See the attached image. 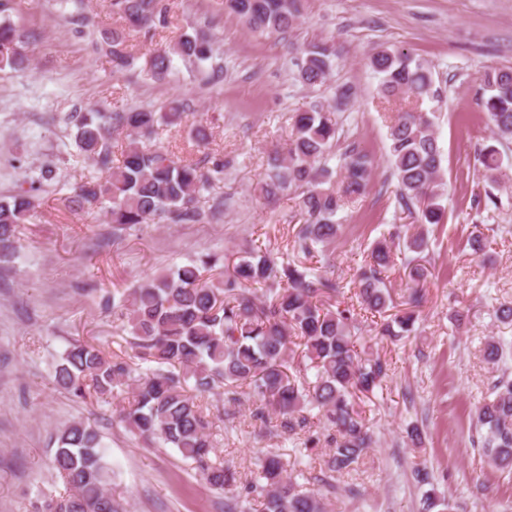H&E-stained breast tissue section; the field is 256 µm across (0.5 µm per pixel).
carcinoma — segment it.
I'll return each instance as SVG.
<instances>
[{
    "label": "carcinoma",
    "mask_w": 512,
    "mask_h": 512,
    "mask_svg": "<svg viewBox=\"0 0 512 512\" xmlns=\"http://www.w3.org/2000/svg\"><path fill=\"white\" fill-rule=\"evenodd\" d=\"M223 8L260 34L282 33L300 18L299 0H221ZM112 12L127 28L105 32L112 69L131 64L126 29H157L167 24L163 0H112ZM209 40L183 34L174 43L154 49L148 72L165 79L180 59L200 65L212 57ZM337 51L313 44L297 60L298 74L310 87L325 84ZM23 40L17 27L0 22V71L24 63ZM369 63L380 76L378 91L385 99L413 95L416 101L436 98L433 74L426 63L409 52L382 49ZM488 91L482 108L493 126V139L512 143V67L487 72ZM188 113L177 101L155 110L77 112L75 143L104 175L75 188L77 202L90 209L110 203L113 232L144 224H188L201 221L198 198L205 186L224 178L225 163L213 159L178 162L165 147L151 143L161 127L187 124ZM123 135L120 156L112 151V131ZM339 127L325 112L295 115L286 151L273 158L261 184L268 199L288 193L300 196L303 223L293 250L295 260H278L270 250L250 241L234 263L225 255L208 253L176 266L168 273L132 285L108 309L130 334L129 346L136 364L125 354H106L99 346L72 342L60 356L54 383L79 399L111 397L121 390L127 402L116 409L117 419L131 433L159 445L175 448L190 461L191 469L207 486L232 490L240 483L237 472L213 460V421L201 398L224 389L231 405L253 400V417L262 425L277 420L276 430L294 434L318 418L327 432L330 448L326 469L348 472L359 464L373 440L361 402L387 380L392 363L380 354L359 355L355 350L361 332L358 312L383 316L378 335L391 342L418 334L416 323L424 302L420 281L427 268L405 259L412 286L395 302L383 274L395 266L402 249L421 251L423 235H407L391 225L371 245L364 270L353 281L351 304L336 307L340 284L315 272L310 262L325 253L340 235L336 221L345 199L364 193L372 178L373 161L351 144L340 156L339 169L330 162ZM389 160L397 179L396 199L417 210L419 224H438L446 207L442 178L443 152L434 120L423 111L401 113L389 126ZM483 179L497 186L504 179L502 157L495 146L481 150ZM342 188H336V174ZM32 186L0 195V260L14 255L17 226L33 207ZM491 191L476 192L472 207L500 208ZM301 361H295V349ZM512 340H486L484 359L505 360ZM148 367H142V364ZM472 428L480 435L489 463L512 470V373L501 370L488 395L471 411ZM53 464L66 486L33 506V512H122L112 495L110 469L104 459L102 435L90 420H77L55 435ZM259 469L232 497L227 512H325V495L336 485L324 483L325 492L311 493L288 475L280 455L268 448L258 456Z\"/></svg>",
    "instance_id": "1"
}]
</instances>
